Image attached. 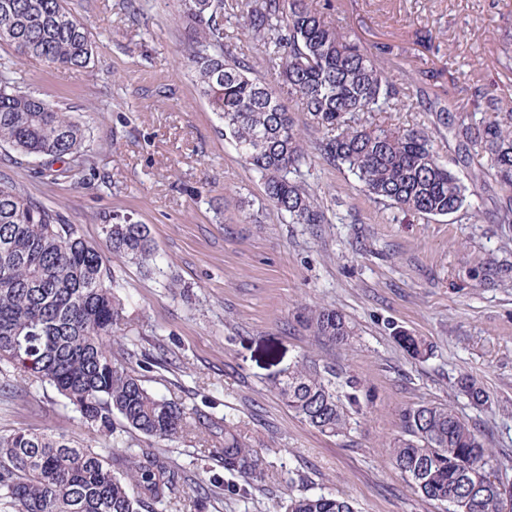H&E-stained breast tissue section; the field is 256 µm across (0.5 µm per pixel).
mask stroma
<instances>
[{
	"label": "stroma",
	"instance_id": "35a3bbf8",
	"mask_svg": "<svg viewBox=\"0 0 512 512\" xmlns=\"http://www.w3.org/2000/svg\"><path fill=\"white\" fill-rule=\"evenodd\" d=\"M67 5L92 42L89 68H58L4 43L0 63L13 65L22 91L84 127L85 167L53 183L39 161L0 146V175L88 241L99 242L113 218L149 226L159 255L153 271L110 259L127 302L118 343L163 359L145 372L152 391L188 412L231 419L270 464L266 483L244 499L229 492L235 477L213 457L219 442L208 430L191 427L159 445L139 438L140 447L189 465L176 512H276L303 490L348 498L356 512H442L410 490L386 454L402 410L423 403L472 424L512 480V278L490 285L478 275L487 258L512 262V232L484 212L462 222L413 217L370 198L346 168L321 160L319 131L289 97L311 157L303 173L327 221L288 223L199 92L181 0ZM327 13L367 48L405 47L387 72L409 98L400 111L367 119L430 132L440 159L454 148L423 110L417 69L466 73L512 105V70L497 61L499 37L512 31V0H330ZM224 29L254 76L272 79L268 53L238 11L225 10ZM314 305L346 316L356 330L349 347L298 324ZM399 329L425 339L431 355L410 357L395 339ZM304 353L362 379L364 414L350 433H319L276 395L274 381ZM464 376L487 391L488 406L460 392ZM19 428L93 441L51 387L0 373V433ZM199 484L209 494L198 508Z\"/></svg>",
	"mask_w": 512,
	"mask_h": 512
}]
</instances>
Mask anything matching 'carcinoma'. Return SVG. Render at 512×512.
<instances>
[{
    "instance_id": "1",
    "label": "carcinoma",
    "mask_w": 512,
    "mask_h": 512,
    "mask_svg": "<svg viewBox=\"0 0 512 512\" xmlns=\"http://www.w3.org/2000/svg\"><path fill=\"white\" fill-rule=\"evenodd\" d=\"M200 92L223 124L224 136L262 181L268 202L291 224H323L325 214L301 180L307 164L301 129L282 95L301 101L323 133L317 150L341 165L374 198L404 214L471 219L491 205L493 222L512 226V107L484 85L469 86L470 107L434 98L428 111L448 132L455 155L442 161L424 132L367 125L361 116L394 112L405 88L389 80L384 62L327 19L314 0H245L244 27L273 47L279 80L265 82L226 50L224 0H182ZM0 41L22 56L60 67H84L93 49L88 31L66 0H0ZM8 66L0 69V145L43 161L52 181L84 166L85 129L69 113L19 90ZM418 81L454 85L463 73L420 69ZM105 247L94 245L59 212L0 178V367L27 373L53 388L88 431L112 437L113 417L127 431L158 443L187 427L177 402L150 391L132 359L106 342L125 320L106 253L148 269L157 263L149 228L129 220L101 225ZM484 279L502 281L512 265L482 264ZM302 324L316 336L348 347L354 326L334 308L313 307ZM400 346L425 359V340L400 331ZM275 390L302 422L328 436L350 429L363 414V384L331 364L303 356ZM459 387L476 406L489 395L468 378ZM224 432L216 449L224 470L241 479L246 498L265 481L263 449L247 445L227 419L206 418ZM388 458L416 494L447 505L446 512H503L512 484L494 482L492 450L455 411L418 405L402 411ZM185 468L163 453L128 442L88 448L52 433L23 429L0 434V509L3 512H167L185 484ZM284 512H355L341 496L302 491Z\"/></svg>"
}]
</instances>
